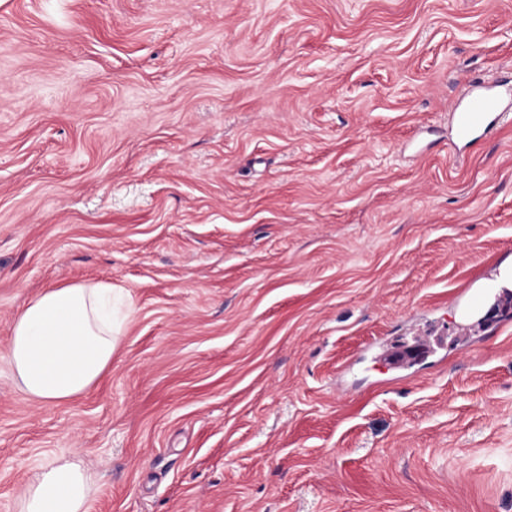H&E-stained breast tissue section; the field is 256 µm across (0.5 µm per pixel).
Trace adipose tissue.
Wrapping results in <instances>:
<instances>
[{"instance_id": "obj_1", "label": "adipose tissue", "mask_w": 512, "mask_h": 512, "mask_svg": "<svg viewBox=\"0 0 512 512\" xmlns=\"http://www.w3.org/2000/svg\"><path fill=\"white\" fill-rule=\"evenodd\" d=\"M131 306L123 289L103 281L45 289L16 314L6 362L32 402L57 405L107 373ZM96 478L81 462L53 459L32 469L17 512H90Z\"/></svg>"}]
</instances>
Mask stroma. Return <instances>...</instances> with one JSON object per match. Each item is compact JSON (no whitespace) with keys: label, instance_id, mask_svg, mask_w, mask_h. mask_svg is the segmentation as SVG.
<instances>
[{"label":"stroma","instance_id":"35a3bbf8","mask_svg":"<svg viewBox=\"0 0 512 512\" xmlns=\"http://www.w3.org/2000/svg\"><path fill=\"white\" fill-rule=\"evenodd\" d=\"M512 0H0V512H512ZM132 313L56 406L5 362L39 291ZM479 88L482 84L470 86L463 93L465 104L452 113L455 137L466 144L490 133L499 125L504 112L495 96L479 91ZM95 475L81 462L53 459L31 470L16 512H90Z\"/></svg>","mask_w":512,"mask_h":512}]
</instances>
